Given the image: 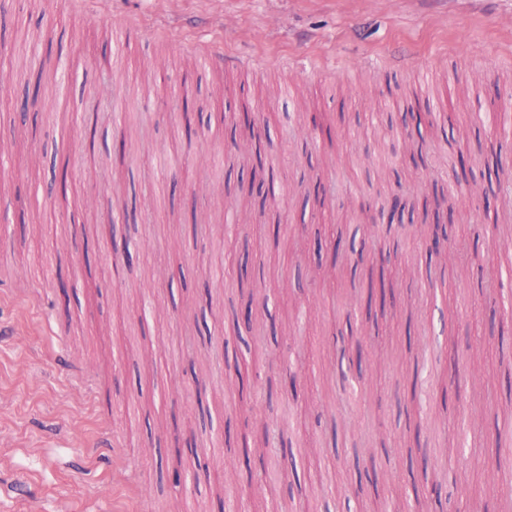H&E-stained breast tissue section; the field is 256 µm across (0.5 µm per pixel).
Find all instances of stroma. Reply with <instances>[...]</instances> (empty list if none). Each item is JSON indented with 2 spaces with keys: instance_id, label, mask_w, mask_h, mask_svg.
<instances>
[{
  "instance_id": "1",
  "label": "stroma",
  "mask_w": 512,
  "mask_h": 512,
  "mask_svg": "<svg viewBox=\"0 0 512 512\" xmlns=\"http://www.w3.org/2000/svg\"><path fill=\"white\" fill-rule=\"evenodd\" d=\"M0 46V279L42 296L0 297V512H134L97 453L100 414L144 473L150 512H345L380 494L418 512L415 491L434 471L458 477L441 512H499L512 478L496 468L494 435L512 423V351L476 356L512 319V272L502 270L497 224L512 218V178L485 163L512 158L492 112L512 113V0H12ZM136 28L116 51L113 27ZM197 40L263 68L214 70L186 54ZM446 51L447 72L422 91L413 69ZM153 69L142 68L144 57ZM40 79L36 106L25 84ZM128 94L123 112L110 108ZM212 122L186 137L184 100ZM250 112L259 139L242 161L233 126ZM334 128L336 138L326 136ZM469 162L457 183L452 166ZM272 165L266 206L247 194L253 164ZM68 163L60 195L53 164ZM441 192L439 212L404 210V224L452 217L468 268L427 256L410 232L385 241L396 184ZM99 207L82 212V199ZM132 264L109 259L125 213ZM209 224L194 233V221ZM276 224L279 237L265 227ZM332 229L338 251L318 249ZM71 247L60 252V239ZM239 280L213 278L227 251ZM498 272L493 299L482 274ZM392 280L385 307L337 310L369 282ZM251 307L274 329L263 346L236 331ZM97 381L79 398L68 365ZM252 398L232 389L236 373ZM447 416H439L441 399ZM285 424L293 463L261 486L236 481L224 431L260 435ZM194 439L208 478L177 473L175 446Z\"/></svg>"
}]
</instances>
